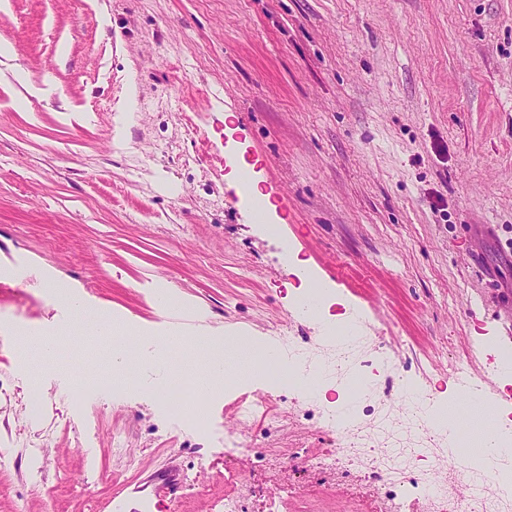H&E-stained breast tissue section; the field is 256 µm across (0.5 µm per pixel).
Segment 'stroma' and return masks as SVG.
Returning <instances> with one entry per match:
<instances>
[{"label": "stroma", "instance_id": "35a3bbf8", "mask_svg": "<svg viewBox=\"0 0 512 512\" xmlns=\"http://www.w3.org/2000/svg\"><path fill=\"white\" fill-rule=\"evenodd\" d=\"M0 45L24 75H0V512H393L369 469L316 468L339 452L322 401L253 381L193 431L156 374L112 389L68 302L312 351L290 247L335 285L332 313L367 318L363 360L501 404L482 347L512 350V0H0ZM239 155L269 224L226 187ZM19 334L69 349L38 367ZM244 429L251 450L229 454Z\"/></svg>", "mask_w": 512, "mask_h": 512}]
</instances>
